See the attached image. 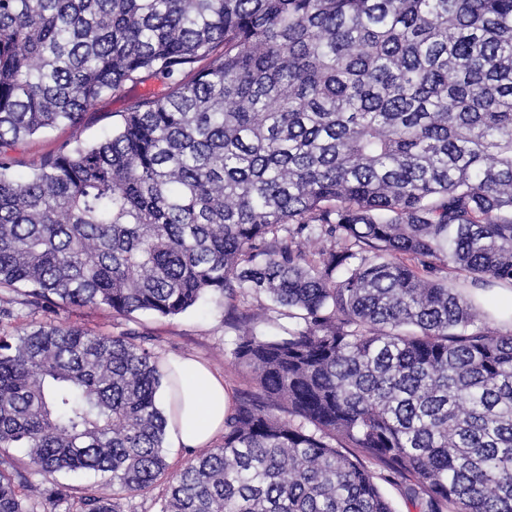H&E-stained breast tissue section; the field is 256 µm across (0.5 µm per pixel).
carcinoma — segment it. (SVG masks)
Wrapping results in <instances>:
<instances>
[{
  "label": "carcinoma",
  "mask_w": 512,
  "mask_h": 512,
  "mask_svg": "<svg viewBox=\"0 0 512 512\" xmlns=\"http://www.w3.org/2000/svg\"><path fill=\"white\" fill-rule=\"evenodd\" d=\"M102 142L24 180L11 151L126 82ZM466 272L463 281L440 272ZM512 0H0V288L40 306L176 316L264 304L253 391L169 472L144 336L44 322L0 296V512H512ZM477 304L493 318L488 324L489 327L503 332L512 330V291L499 287L491 288L478 296ZM7 451L19 460L22 470L28 472L31 485V491H29L28 494L32 498H36V500H41L43 497L42 490L56 483L71 488L70 491L73 492L74 495H79V492L87 486H93L101 495L112 497V486L107 484L105 479L99 474H95L92 471L78 474L60 473L55 474L47 480L42 475L34 473L28 468L24 448H8ZM163 486L135 495L128 496L123 502L124 512H159L157 500L162 493Z\"/></svg>",
  "instance_id": "cac0c4a2"
}]
</instances>
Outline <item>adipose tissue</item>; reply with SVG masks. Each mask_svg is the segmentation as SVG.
<instances>
[{
  "mask_svg": "<svg viewBox=\"0 0 512 512\" xmlns=\"http://www.w3.org/2000/svg\"><path fill=\"white\" fill-rule=\"evenodd\" d=\"M168 366L181 380L179 392L166 394L167 402L175 406L168 426L174 447L193 449L210 444L224 429L226 394L222 379L190 358L170 360Z\"/></svg>",
  "mask_w": 512,
  "mask_h": 512,
  "instance_id": "1",
  "label": "adipose tissue"
}]
</instances>
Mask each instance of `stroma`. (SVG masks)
Segmentation results:
<instances>
[{
  "label": "stroma",
  "mask_w": 512,
  "mask_h": 512,
  "mask_svg": "<svg viewBox=\"0 0 512 512\" xmlns=\"http://www.w3.org/2000/svg\"><path fill=\"white\" fill-rule=\"evenodd\" d=\"M144 91L143 85L126 83L120 92L98 100L85 112L80 131L60 127L19 143L12 153L15 161L14 175L19 178L28 177L42 157L56 152L71 141L73 136H80L86 141L103 138L119 122L128 99ZM14 309L17 314L15 324L21 328L45 321H59L111 336L132 334L148 337L159 362L174 357H191L208 365L223 379L229 404H236L251 390L245 372L233 364L231 351L236 337L231 326L233 317L226 305L213 300H205L182 314L166 318L140 312L125 317L96 307H56L44 310L18 303ZM29 481L30 495L36 499L41 498L43 490L54 483L69 487L75 493L88 486L95 487L104 496L112 493L111 485L91 471L60 473L50 480L33 472L29 475Z\"/></svg>",
  "instance_id": "35a3bbf8"
}]
</instances>
